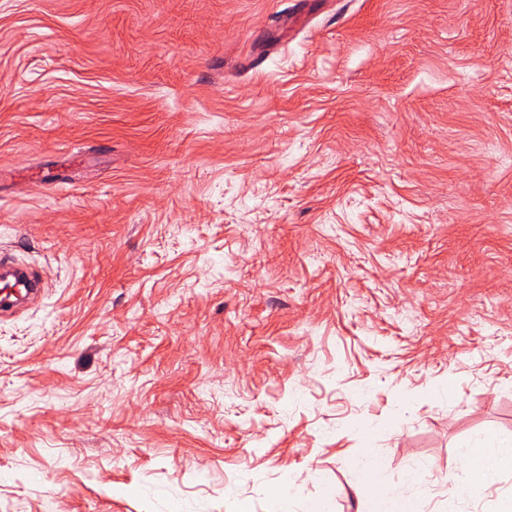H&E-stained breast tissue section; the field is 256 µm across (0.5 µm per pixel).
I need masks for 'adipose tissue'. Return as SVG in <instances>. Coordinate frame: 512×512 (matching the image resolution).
<instances>
[{
    "instance_id": "1",
    "label": "adipose tissue",
    "mask_w": 512,
    "mask_h": 512,
    "mask_svg": "<svg viewBox=\"0 0 512 512\" xmlns=\"http://www.w3.org/2000/svg\"><path fill=\"white\" fill-rule=\"evenodd\" d=\"M459 476L454 486L457 496L474 500L500 476L512 472V439L504 440L486 434L476 436L461 448L456 457ZM415 476H408L406 484L390 481L381 460L357 465V486L369 489L370 506L367 512H421L422 499L431 497V489L407 492V485L415 484Z\"/></svg>"
}]
</instances>
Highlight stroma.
<instances>
[{
    "label": "stroma",
    "instance_id": "stroma-1",
    "mask_svg": "<svg viewBox=\"0 0 512 512\" xmlns=\"http://www.w3.org/2000/svg\"><path fill=\"white\" fill-rule=\"evenodd\" d=\"M0 512H267L512 438V0H0ZM6 282V283H5ZM0 313L8 312L20 297L38 296L44 289L43 275L31 266L17 261L0 250Z\"/></svg>",
    "mask_w": 512,
    "mask_h": 512
}]
</instances>
